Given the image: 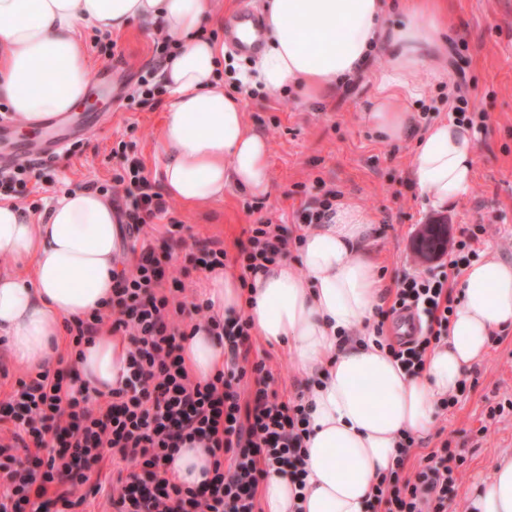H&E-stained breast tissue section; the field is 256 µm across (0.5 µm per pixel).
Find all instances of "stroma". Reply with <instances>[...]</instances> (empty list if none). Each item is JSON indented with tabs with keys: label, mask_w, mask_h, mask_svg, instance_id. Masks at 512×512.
Listing matches in <instances>:
<instances>
[{
	"label": "stroma",
	"mask_w": 512,
	"mask_h": 512,
	"mask_svg": "<svg viewBox=\"0 0 512 512\" xmlns=\"http://www.w3.org/2000/svg\"><path fill=\"white\" fill-rule=\"evenodd\" d=\"M443 7L453 34L435 54L434 64L447 67L451 80L441 87H425L422 99L409 102L416 130L428 121L451 117L458 95H465L469 109L484 114V129L477 131L475 180L468 196L445 211L424 207L410 184L414 138L401 142L379 139L361 121L364 106L376 93L372 78L384 63L374 55L356 81L330 90L316 106L296 95L260 93L245 99L249 125L262 133L268 144L271 192L255 197L228 189L223 200L189 205L171 200L169 215L145 226L142 237L164 246L170 220L185 224L184 244L178 255L196 250L208 241H223L229 254H236L246 241L249 224L269 217L290 235L305 234L296 217L302 201L329 190L341 192L343 200L364 208L373 218L367 247L383 272V285L393 288L403 271L425 270L414 251V240L425 224H444L449 239L462 228L489 224L493 230L478 245L481 257L497 256L512 262V0H444ZM155 33L141 24L116 35L114 56L101 54L94 35L82 39L93 71L112 68L110 89L90 83L89 95L98 97L108 123L92 128L76 151L63 154L56 163L31 179L30 193L21 198L23 207L48 206L69 189L89 183L111 184L112 173L122 157L142 162L146 175L160 178L159 135L166 112V95L155 99H128L140 74L155 67ZM253 351L273 367V387L283 396L297 395L305 381L293 369L287 349L254 339ZM455 407L438 411L430 430L417 436L414 470L441 438L463 450L465 462L456 486L450 512L462 508L478 483L485 479L495 459L512 455V330L496 333L482 358L465 376ZM504 404L502 416L486 418L489 407Z\"/></svg>",
	"instance_id": "1"
}]
</instances>
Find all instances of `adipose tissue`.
<instances>
[{"instance_id":"adipose-tissue-1","label":"adipose tissue","mask_w":512,"mask_h":512,"mask_svg":"<svg viewBox=\"0 0 512 512\" xmlns=\"http://www.w3.org/2000/svg\"><path fill=\"white\" fill-rule=\"evenodd\" d=\"M218 0H0V102L28 127L73 111L84 99L91 67L80 31L113 35L142 22L169 38L174 55L161 78L168 107L161 130L162 187L185 203L223 199L228 188L268 194L267 143L245 120L240 93L224 87V45L201 38ZM264 41L250 70L251 88L299 92L314 101L362 73L373 54L387 57L375 74L377 93L363 114L381 136L401 141L412 129L405 103L420 97L428 61L445 26L435 0H270ZM427 78V79H428ZM477 143L468 126L443 119L416 140L409 177L424 206L440 211L464 199L475 177ZM372 219L340 202L326 223L305 236L299 264L280 261L245 286L229 269L207 272L205 297L220 316L246 313L258 336L294 356L311 434L304 484L270 475L263 512H371L369 493L391 465L403 432L432 425L440 398L455 394L494 331L512 327V264L489 256L472 262L460 285L448 341L429 352L419 376L406 375L374 342L359 343L379 303L380 273L364 243ZM119 227L110 199L76 189L34 216L0 199V337L11 360L53 371L66 319L104 309L112 296ZM354 335L340 344L339 330ZM185 365L205 380L224 363V345L206 330L183 343ZM128 343L105 334L77 356L76 387L109 393L126 373ZM203 444L179 450L168 469L196 486L211 470ZM465 512H512V456L497 458Z\"/></svg>"}]
</instances>
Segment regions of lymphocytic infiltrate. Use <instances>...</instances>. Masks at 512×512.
I'll return each mask as SVG.
<instances>
[{
  "instance_id": "obj_1",
  "label": "lymphocytic infiltrate",
  "mask_w": 512,
  "mask_h": 512,
  "mask_svg": "<svg viewBox=\"0 0 512 512\" xmlns=\"http://www.w3.org/2000/svg\"><path fill=\"white\" fill-rule=\"evenodd\" d=\"M118 190L112 203L130 234L168 212L159 185L135 159L113 174ZM487 227L463 228L448 263L425 271L402 272L389 307H376L373 331L382 336L386 321L404 310L418 321L412 339L387 350L411 376L422 372L429 351L448 339L456 298L453 284L473 257ZM238 260L243 274L257 276L288 255L300 239L263 218L250 225ZM172 248L142 244L112 273L109 312L95 311L67 321L75 345L93 342L102 328L129 337V376L107 399L73 390L70 372L60 370L20 382L0 403V423L14 430L0 438V512H71V493L102 489L97 476L104 460L113 466L136 462L118 475L113 512H261L258 488L273 473L301 481L309 419L303 396L285 400L272 390L273 373L264 359H251L252 325L245 316L221 318L210 303L184 300ZM196 326L224 343V368L205 381L191 380L184 364L182 323ZM205 442L212 478L199 486L180 483L168 459L189 441ZM415 445L403 434L392 464L372 486L371 512H448L463 453L448 442L431 450L414 472L405 464Z\"/></svg>"
}]
</instances>
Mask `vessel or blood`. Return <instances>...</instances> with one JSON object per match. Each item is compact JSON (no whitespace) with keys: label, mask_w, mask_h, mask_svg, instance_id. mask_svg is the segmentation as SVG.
<instances>
[{"label":"vessel or blood","mask_w":512,"mask_h":512,"mask_svg":"<svg viewBox=\"0 0 512 512\" xmlns=\"http://www.w3.org/2000/svg\"><path fill=\"white\" fill-rule=\"evenodd\" d=\"M261 17L252 8L241 9L227 22L229 44L237 52L253 55L261 47L259 33ZM99 123L92 112L67 113L62 117L48 119L39 135L33 139L19 137L8 122L0 121V165L19 158H54L62 153L70 141L85 135Z\"/></svg>","instance_id":"obj_1"}]
</instances>
